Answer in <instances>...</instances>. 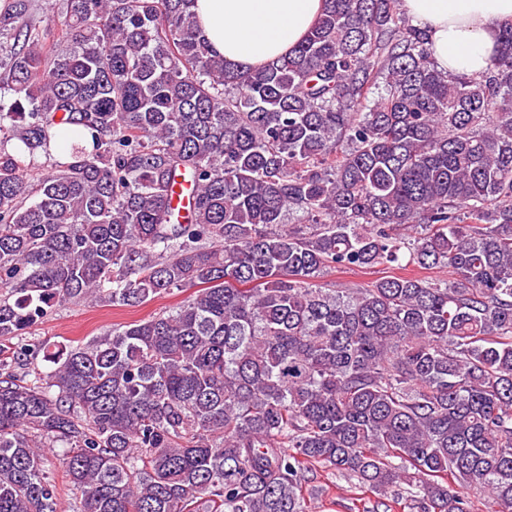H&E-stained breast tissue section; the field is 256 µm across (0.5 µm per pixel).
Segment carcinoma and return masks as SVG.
Returning <instances> with one entry per match:
<instances>
[{
	"label": "carcinoma",
	"mask_w": 512,
	"mask_h": 512,
	"mask_svg": "<svg viewBox=\"0 0 512 512\" xmlns=\"http://www.w3.org/2000/svg\"><path fill=\"white\" fill-rule=\"evenodd\" d=\"M194 4L0 12V512H63L59 444L73 512H308L315 465L512 512V23L449 74L399 0H324L287 56L230 67ZM388 264L451 279L322 282ZM173 288L44 377L20 342ZM191 293L192 290H174L136 307L99 306L88 302L58 305L48 317L26 331L24 343L32 349L59 343H86L112 329V326L147 319L168 310Z\"/></svg>",
	"instance_id": "cac0c4a2"
}]
</instances>
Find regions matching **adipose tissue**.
<instances>
[{"label": "adipose tissue", "instance_id": "ef3b65f1", "mask_svg": "<svg viewBox=\"0 0 512 512\" xmlns=\"http://www.w3.org/2000/svg\"><path fill=\"white\" fill-rule=\"evenodd\" d=\"M322 0H196L200 30L231 65L262 67L301 42ZM412 24L426 31L438 69L477 76L497 50L499 29L512 22V0H401Z\"/></svg>", "mask_w": 512, "mask_h": 512}]
</instances>
